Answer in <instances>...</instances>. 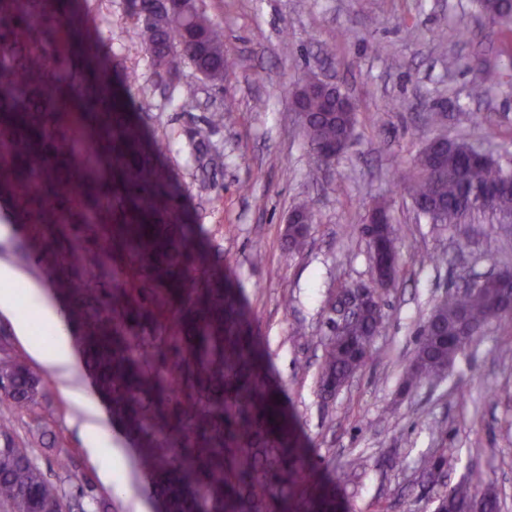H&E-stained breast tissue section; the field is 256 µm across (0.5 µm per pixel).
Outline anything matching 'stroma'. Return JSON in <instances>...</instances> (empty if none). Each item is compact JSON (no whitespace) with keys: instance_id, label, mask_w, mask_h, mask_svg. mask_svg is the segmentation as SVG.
<instances>
[{"instance_id":"1","label":"stroma","mask_w":512,"mask_h":512,"mask_svg":"<svg viewBox=\"0 0 512 512\" xmlns=\"http://www.w3.org/2000/svg\"><path fill=\"white\" fill-rule=\"evenodd\" d=\"M224 27L229 64L223 88L204 87L195 107L175 109L171 88L156 84L127 0H87L76 24L111 41L114 63L137 71L134 96L149 106V133L176 174L192 223L219 248L224 274L239 289L259 338L269 382L278 388L292 433L306 448L316 483L338 512H432L416 481L425 460L442 448L458 451L448 484L472 469L497 488L500 512H512V327L490 324L458 355L442 382L409 393L399 375L413 358L418 332L434 302L466 276L512 269V232L484 218L441 226L419 217L396 184L433 131L428 108L446 103L449 138L488 149L512 168V81L471 95L476 62L506 66L504 34L473 0H204ZM445 32L444 41L435 33ZM333 81L356 106L355 137L333 163L316 166L292 97L310 76ZM216 106L224 128L214 136L221 167L201 170L182 146L189 128ZM314 207L305 249L284 243L290 211ZM386 203L400 231V268L383 296L385 327L371 361L331 400L318 389L329 335L327 301L341 285L371 283L361 227L369 210ZM23 227L0 214V264L37 287L60 314L48 271L36 259L18 260L13 243ZM439 254L446 264H419ZM28 308L0 312V328L20 358L44 381L34 415L18 414L11 428L33 446V459L66 493L67 512H156L154 499L124 457L120 483L107 481L87 452V427L98 423L115 447L123 440L108 404L98 399L83 362L51 369L32 358L15 324ZM308 340L292 337L294 327ZM359 464L358 483L344 473Z\"/></svg>"}]
</instances>
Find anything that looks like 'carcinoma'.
I'll list each match as a JSON object with an SVG mask.
<instances>
[{
	"label": "carcinoma",
	"instance_id": "carcinoma-1",
	"mask_svg": "<svg viewBox=\"0 0 512 512\" xmlns=\"http://www.w3.org/2000/svg\"><path fill=\"white\" fill-rule=\"evenodd\" d=\"M153 16V0H136L132 17L154 75L173 81L190 64L213 87L224 85V28L197 0H171ZM488 21L512 32V0H475ZM75 0H0V200L26 233L14 254H35L53 274L55 294L75 319L86 368L138 458L140 471L166 512H336L329 494L302 490L310 477L303 450L292 442L280 407L248 335L224 265L211 258L189 223L171 174L156 160L146 110L130 90L133 71H116L121 89L101 75L112 43L91 42L71 23ZM498 66L480 69L475 95L502 83ZM301 120L316 162L324 149L353 139L356 113L336 111L303 84ZM193 84L172 99L184 109ZM224 111L208 113L187 131L185 147L201 167L224 155L212 136ZM472 146L436 134L403 175L417 211L433 224H461L484 210L471 203L474 183L499 188L492 213L512 216V173L489 156L474 170ZM307 234L290 227L285 244L301 251ZM504 291L488 279L476 290L438 300L419 332L402 375L412 389L440 380L457 354L448 337L496 321ZM384 326L382 309L365 307L352 345L325 337L319 389L326 398L370 357ZM42 393L39 377L16 355L0 354V499L8 512H63L65 493L17 443L8 423L31 412ZM458 460L442 448L421 471L435 485ZM434 512H499L497 492L473 470L432 497Z\"/></svg>",
	"mask_w": 512,
	"mask_h": 512
}]
</instances>
